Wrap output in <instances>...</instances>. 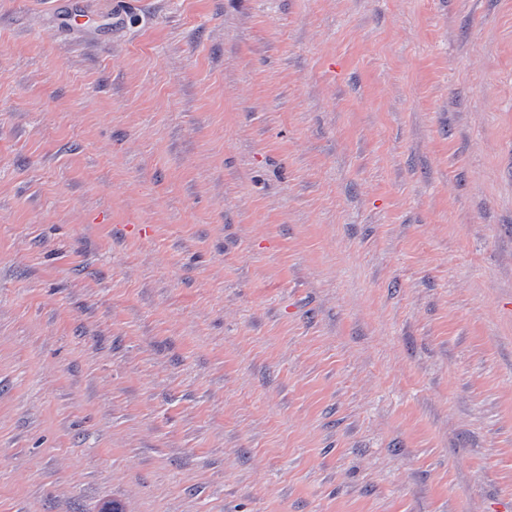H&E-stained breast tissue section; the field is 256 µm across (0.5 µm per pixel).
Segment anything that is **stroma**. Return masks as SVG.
I'll use <instances>...</instances> for the list:
<instances>
[{
    "instance_id": "35a3bbf8",
    "label": "stroma",
    "mask_w": 512,
    "mask_h": 512,
    "mask_svg": "<svg viewBox=\"0 0 512 512\" xmlns=\"http://www.w3.org/2000/svg\"><path fill=\"white\" fill-rule=\"evenodd\" d=\"M114 506L512 512V0H0V512Z\"/></svg>"
}]
</instances>
